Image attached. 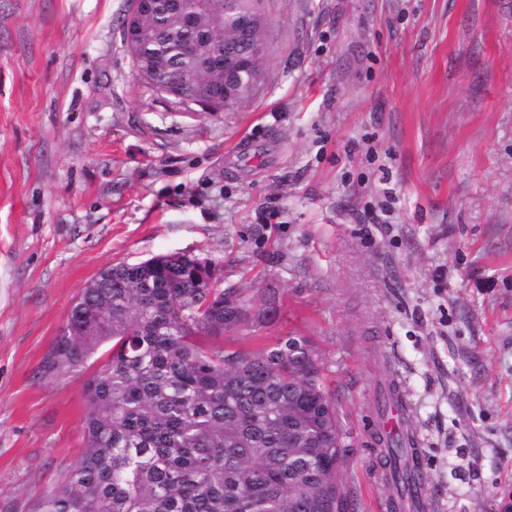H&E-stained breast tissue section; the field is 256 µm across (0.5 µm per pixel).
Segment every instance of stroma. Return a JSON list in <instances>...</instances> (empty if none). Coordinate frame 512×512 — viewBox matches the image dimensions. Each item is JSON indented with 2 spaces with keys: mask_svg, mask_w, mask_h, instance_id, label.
<instances>
[{
  "mask_svg": "<svg viewBox=\"0 0 512 512\" xmlns=\"http://www.w3.org/2000/svg\"><path fill=\"white\" fill-rule=\"evenodd\" d=\"M131 0H0V512L80 459L46 374L103 268L180 252L252 297L226 334L327 363L354 512L391 490L397 380L434 512L512 502V0H264L262 78L203 112L137 79Z\"/></svg>",
  "mask_w": 512,
  "mask_h": 512,
  "instance_id": "35a3bbf8",
  "label": "stroma"
}]
</instances>
